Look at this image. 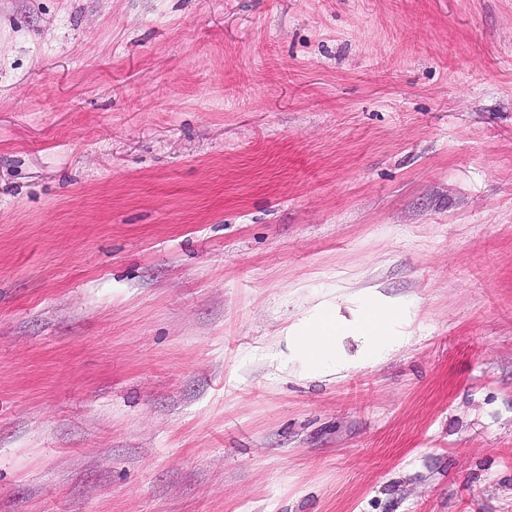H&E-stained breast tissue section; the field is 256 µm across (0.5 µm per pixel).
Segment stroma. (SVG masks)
<instances>
[{
  "label": "stroma",
  "instance_id": "35a3bbf8",
  "mask_svg": "<svg viewBox=\"0 0 512 512\" xmlns=\"http://www.w3.org/2000/svg\"><path fill=\"white\" fill-rule=\"evenodd\" d=\"M0 512H512V0H0ZM387 311L372 303L362 313L359 331L351 334L359 343L354 355H348L341 346L345 335L344 327L336 322V313L319 311L309 321L290 327L286 332L285 341L288 347L289 362H298L304 373L317 374L336 364H355L366 359L375 341L386 336L385 321Z\"/></svg>",
  "mask_w": 512,
  "mask_h": 512
}]
</instances>
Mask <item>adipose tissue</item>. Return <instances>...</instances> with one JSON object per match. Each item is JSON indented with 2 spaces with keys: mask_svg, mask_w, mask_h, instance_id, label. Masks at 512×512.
I'll return each mask as SVG.
<instances>
[{
  "mask_svg": "<svg viewBox=\"0 0 512 512\" xmlns=\"http://www.w3.org/2000/svg\"><path fill=\"white\" fill-rule=\"evenodd\" d=\"M387 312L377 304H370L360 319V328L353 338L359 344L356 354H347L341 342L344 327L335 313L317 312L309 321L288 328L285 336L289 361L298 363L303 372L317 374L339 364H355L369 356L375 341L385 331Z\"/></svg>",
  "mask_w": 512,
  "mask_h": 512,
  "instance_id": "1",
  "label": "adipose tissue"
}]
</instances>
